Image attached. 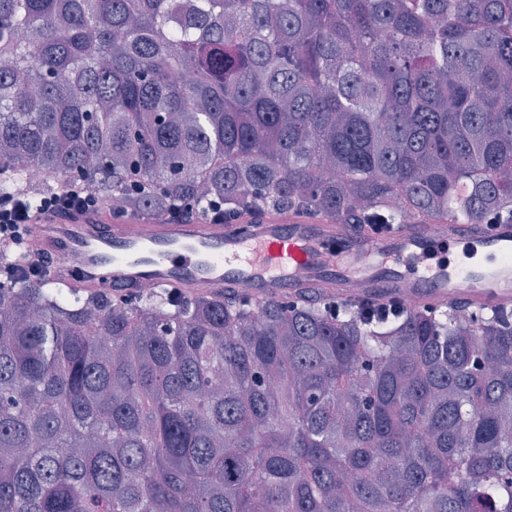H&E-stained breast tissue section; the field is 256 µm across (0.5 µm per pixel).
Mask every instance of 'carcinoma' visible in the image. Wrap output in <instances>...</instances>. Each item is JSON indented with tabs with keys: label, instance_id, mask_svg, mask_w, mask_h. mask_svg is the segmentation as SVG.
<instances>
[{
	"label": "carcinoma",
	"instance_id": "cac0c4a2",
	"mask_svg": "<svg viewBox=\"0 0 512 512\" xmlns=\"http://www.w3.org/2000/svg\"><path fill=\"white\" fill-rule=\"evenodd\" d=\"M512 222V0H0V197ZM0 249V512H512V310L83 297Z\"/></svg>",
	"mask_w": 512,
	"mask_h": 512
}]
</instances>
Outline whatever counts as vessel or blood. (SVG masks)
<instances>
[{
  "instance_id": "obj_1",
  "label": "vessel or blood",
  "mask_w": 512,
  "mask_h": 512,
  "mask_svg": "<svg viewBox=\"0 0 512 512\" xmlns=\"http://www.w3.org/2000/svg\"><path fill=\"white\" fill-rule=\"evenodd\" d=\"M35 243L55 281L94 294L144 283L193 294L226 287L260 301L305 288L344 302L411 288L418 306L512 308V224H406L367 236L346 225L271 214L255 224L206 219L109 223L106 216L47 218Z\"/></svg>"
}]
</instances>
